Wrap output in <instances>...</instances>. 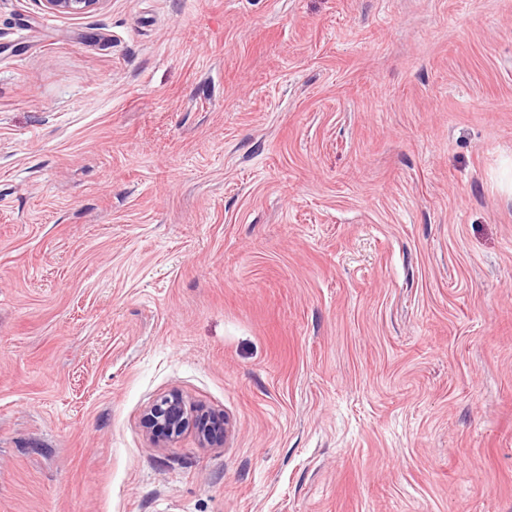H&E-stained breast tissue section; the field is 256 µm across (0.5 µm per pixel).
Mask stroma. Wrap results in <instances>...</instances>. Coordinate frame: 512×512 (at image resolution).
Here are the masks:
<instances>
[{"label":"stroma","instance_id":"1","mask_svg":"<svg viewBox=\"0 0 512 512\" xmlns=\"http://www.w3.org/2000/svg\"><path fill=\"white\" fill-rule=\"evenodd\" d=\"M0 512H512V0H0ZM50 13L84 15L96 11L104 0H43ZM144 428L152 439L169 444L189 428L195 429L204 443H214L227 428L224 416L189 403L182 394L172 393L156 400L145 412Z\"/></svg>","mask_w":512,"mask_h":512}]
</instances>
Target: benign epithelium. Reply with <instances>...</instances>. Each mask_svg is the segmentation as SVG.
I'll return each instance as SVG.
<instances>
[{
	"instance_id": "benign-epithelium-1",
	"label": "benign epithelium",
	"mask_w": 512,
	"mask_h": 512,
	"mask_svg": "<svg viewBox=\"0 0 512 512\" xmlns=\"http://www.w3.org/2000/svg\"><path fill=\"white\" fill-rule=\"evenodd\" d=\"M53 14L84 15L96 11L104 0H43ZM146 433L158 444H169L193 428L208 444L220 439L227 428L224 416L189 403L172 393L156 400L145 412Z\"/></svg>"
}]
</instances>
